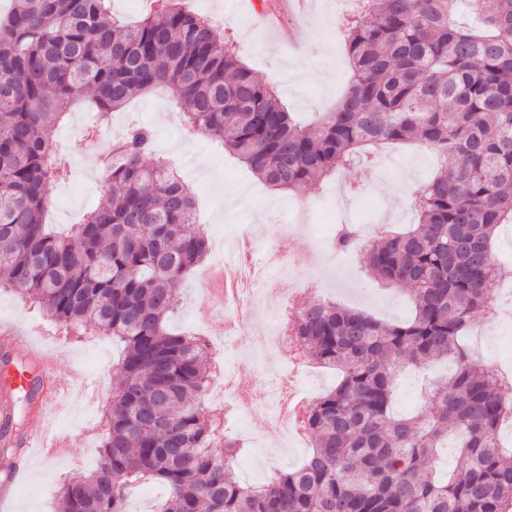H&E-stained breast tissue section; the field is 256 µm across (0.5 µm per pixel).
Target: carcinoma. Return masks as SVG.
<instances>
[{
    "instance_id": "carcinoma-1",
    "label": "carcinoma",
    "mask_w": 512,
    "mask_h": 512,
    "mask_svg": "<svg viewBox=\"0 0 512 512\" xmlns=\"http://www.w3.org/2000/svg\"><path fill=\"white\" fill-rule=\"evenodd\" d=\"M127 26L111 0H12L0 15V288L68 329L123 343L96 466L58 490V512H126L129 483L158 481L159 512H512V382L474 359L463 336L487 318L501 268L497 231L512 223V0H364L342 20L351 69L336 109L299 125L274 88L182 0H158ZM164 85L189 135H208L265 185H319L381 143H420L440 170L414 192L416 222L376 235L365 266L400 289L412 316L387 323L327 299L303 304L291 332L336 387L309 407L312 451L258 485L239 482L245 449L206 404L208 343L176 332L181 280L208 253L194 195L133 126L104 153L107 177L82 222H43L67 177L57 128L84 91L102 112ZM341 226L332 249L356 245ZM451 364L426 409L393 410L407 369ZM39 383L0 418V467ZM458 457L438 477L440 448Z\"/></svg>"
}]
</instances>
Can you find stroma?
<instances>
[{
    "mask_svg": "<svg viewBox=\"0 0 512 512\" xmlns=\"http://www.w3.org/2000/svg\"><path fill=\"white\" fill-rule=\"evenodd\" d=\"M200 14L209 16L228 43L263 82L274 85L289 111L303 121L332 110L341 98L350 75L343 38L336 31L345 11L340 0H313L306 16L284 15L281 29L269 32L257 24L241 0H197ZM150 125L156 134L155 152L168 159L191 186L198 202L197 227L209 243V259L224 256V240L256 229L255 220L270 214L272 223L291 222L301 236L318 232L321 224L413 223L412 192L438 168L431 151L419 146L381 148L382 170L364 185L363 194L350 191L344 174L327 178L320 192L309 189L275 191L264 186L249 168L224 154L211 139H187L183 118L166 89L158 88L135 98L125 108L104 113L73 112L55 133L57 147L67 153L70 175L51 185L46 223L65 227L79 223L96 204L101 180L92 176L91 154L85 146L88 130L102 129L109 138L121 137L132 121ZM281 250L298 276L320 279L327 298L387 322H402L411 310L403 294L382 285L360 261L325 253L322 271H315L306 253L293 240L281 242ZM182 304L173 320L175 328L206 337L220 336L222 317L207 292L201 270L183 281ZM493 292L507 314L483 324L471 333L469 343L486 360L512 370V285L496 281ZM0 322L26 330L40 353L41 363L77 375L80 385L96 393L93 403L63 405L41 429L50 435L60 430L73 433L76 471L88 472L97 462L99 443L76 431L78 417L100 419L112 398L115 364L121 343L103 333L77 336L50 323L38 308L24 304L11 290L0 288ZM217 420L227 422L247 448L235 467L243 483L262 481L272 471H287L307 455L308 446H274V430L262 414L238 423L230 404L212 407ZM68 467L61 460H36L21 480L15 498L0 512H57V491Z\"/></svg>",
    "mask_w": 512,
    "mask_h": 512,
    "instance_id": "stroma-1",
    "label": "stroma"
}]
</instances>
